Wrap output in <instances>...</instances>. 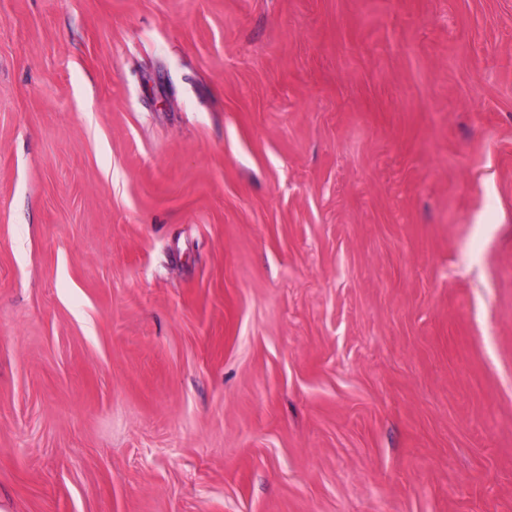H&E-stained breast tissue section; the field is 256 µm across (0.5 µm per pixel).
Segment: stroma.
Returning <instances> with one entry per match:
<instances>
[{
	"label": "stroma",
	"instance_id": "1",
	"mask_svg": "<svg viewBox=\"0 0 512 512\" xmlns=\"http://www.w3.org/2000/svg\"><path fill=\"white\" fill-rule=\"evenodd\" d=\"M0 512H512V0H0Z\"/></svg>",
	"mask_w": 512,
	"mask_h": 512
}]
</instances>
